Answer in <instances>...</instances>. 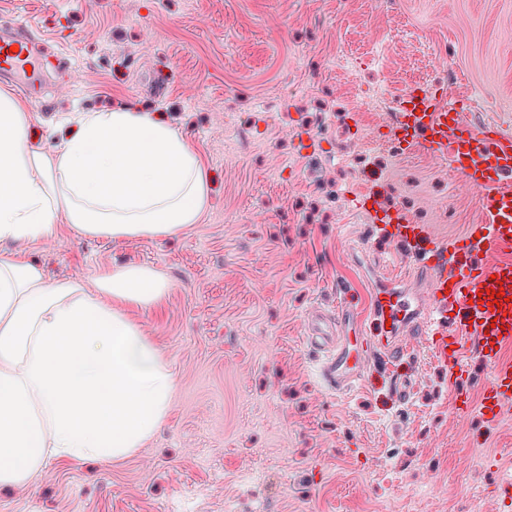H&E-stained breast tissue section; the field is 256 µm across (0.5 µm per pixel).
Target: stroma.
Wrapping results in <instances>:
<instances>
[{
    "instance_id": "1",
    "label": "stroma",
    "mask_w": 512,
    "mask_h": 512,
    "mask_svg": "<svg viewBox=\"0 0 512 512\" xmlns=\"http://www.w3.org/2000/svg\"><path fill=\"white\" fill-rule=\"evenodd\" d=\"M23 20L73 66L25 102L31 146L55 151L80 113L138 107L200 154L210 198L175 237L92 238L61 218L14 246L52 280L166 276L165 299L131 315L177 386L144 448L52 459L0 512H505L488 471L512 469V413L462 415L423 346L330 391L306 317L343 295L369 310L383 264L418 267L357 210L371 176L448 239L481 223L477 193L388 129L421 83L512 132V0H0V32Z\"/></svg>"
}]
</instances>
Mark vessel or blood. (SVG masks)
I'll return each mask as SVG.
<instances>
[{
  "label": "vessel or blood",
  "instance_id": "b4317fda",
  "mask_svg": "<svg viewBox=\"0 0 512 512\" xmlns=\"http://www.w3.org/2000/svg\"><path fill=\"white\" fill-rule=\"evenodd\" d=\"M36 42L28 25L0 35V77H23L29 97L40 95ZM391 139L401 150L426 152L446 162L461 181L474 190L485 221L471 225L466 235L444 243L431 225L417 224L401 209L385 207V184L373 187L357 202L369 223L393 242L423 254V288L408 293L383 282L375 291L372 333H364L362 315L348 298L336 305L335 317L313 314L307 321L308 338H320L323 326L336 333L325 345L319 376L327 388L342 392L361 376L354 351L381 356L388 364L410 356L423 342L433 362L448 372L457 396H464L469 378L465 356L470 346L484 353L492 381L482 395L479 413L487 425H496L512 410V364L502 361L500 350L512 342V133L498 123L473 126L460 109L427 90L416 88L400 100ZM499 252L485 260L482 249ZM459 255L447 263L445 252ZM502 289L505 303L490 304V293ZM457 324L448 334L444 322Z\"/></svg>",
  "mask_w": 512,
  "mask_h": 512
}]
</instances>
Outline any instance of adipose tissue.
I'll list each match as a JSON object with an SVG mask.
<instances>
[{
    "label": "adipose tissue",
    "mask_w": 512,
    "mask_h": 512,
    "mask_svg": "<svg viewBox=\"0 0 512 512\" xmlns=\"http://www.w3.org/2000/svg\"><path fill=\"white\" fill-rule=\"evenodd\" d=\"M26 122L0 94V244L43 240L61 217L115 240L199 222L200 157L151 113H83L50 154L25 142ZM170 286L148 265L104 270L90 288L51 281L0 251V491L28 487L52 457L130 456L165 424L175 377L128 311L160 303Z\"/></svg>",
    "instance_id": "ef3b65f1"
}]
</instances>
